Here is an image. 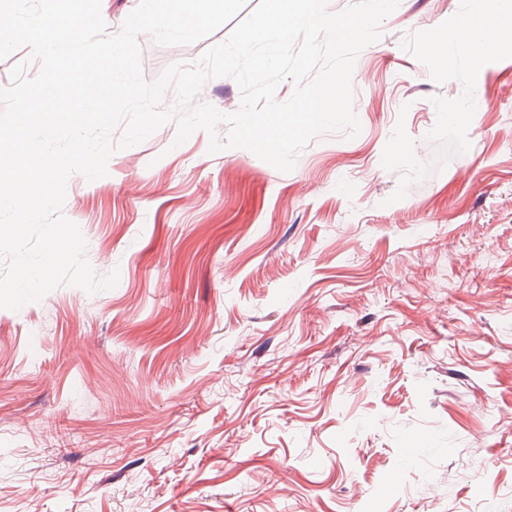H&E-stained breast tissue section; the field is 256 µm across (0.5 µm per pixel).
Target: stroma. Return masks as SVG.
<instances>
[{"label": "stroma", "mask_w": 512, "mask_h": 512, "mask_svg": "<svg viewBox=\"0 0 512 512\" xmlns=\"http://www.w3.org/2000/svg\"><path fill=\"white\" fill-rule=\"evenodd\" d=\"M161 46L142 74L194 62ZM460 0H400L357 56L360 123L283 173L176 122L72 174L62 213L111 289L0 308V512H512V58L478 73L466 152L390 202L434 97L401 46Z\"/></svg>", "instance_id": "stroma-1"}]
</instances>
